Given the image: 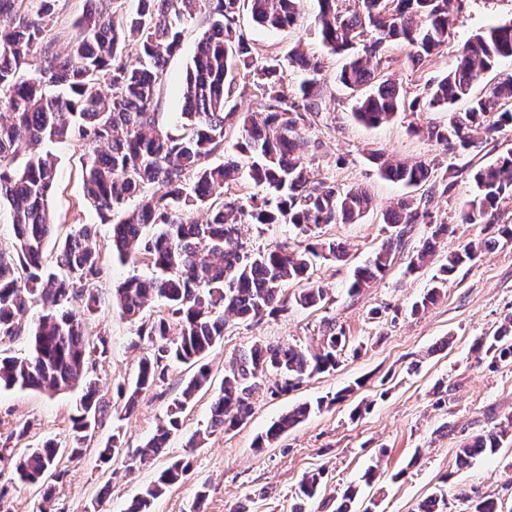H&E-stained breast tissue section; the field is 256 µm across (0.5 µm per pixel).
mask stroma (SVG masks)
Returning a JSON list of instances; mask_svg holds the SVG:
<instances>
[{"mask_svg": "<svg viewBox=\"0 0 512 512\" xmlns=\"http://www.w3.org/2000/svg\"><path fill=\"white\" fill-rule=\"evenodd\" d=\"M316 7V0H304V20L282 30L257 26L244 10L239 28L256 56H283L297 45L323 58L321 95L328 107L314 117L305 134V155L316 178L367 189L375 200L374 209L357 223L322 229L324 236L345 243L350 251L346 261H325L315 269V280L330 292L328 303L295 307L257 324L230 320L223 341L205 358L211 368L209 389L189 407L182 429L170 438L164 452L142 464L133 460L134 451L155 433L168 404L193 372L185 364L169 366L164 382L140 395L130 419L114 414L104 419L86 439L79 463L60 459L58 466L68 475L58 488V512H85L97 499L102 502L101 512H123L160 470L187 454L193 463L189 478L167 488L155 501L154 512H188L201 489L207 492V512H229L238 505L245 512H291L300 481L319 469L325 472L323 487L317 498L306 503L305 512H334L339 492L350 485L359 489L351 512L367 507L372 512H418L420 503L439 491L446 499L443 512H464L468 497L495 499L502 512H512V444L503 445L495 456L477 458L470 467L456 464V450L464 442L512 418V365L489 367L474 350L478 340L493 335L512 313V244L493 248L459 268L435 304L416 314L411 311L430 288L448 247L484 237L483 225L460 223L459 208L474 196L473 172L512 148V134L460 154L444 150L429 135L430 130L447 126L445 112L424 107L398 113L376 127L359 123L352 115L353 98L336 79L341 59L325 53L309 22ZM509 21L512 0H452L448 41L437 56L414 66L407 59L408 47L393 45L376 71L396 80L408 97L423 95L428 83L454 67L468 38ZM205 27L204 15L187 21L181 46L168 61L159 106L164 120H174L182 108L181 83ZM42 148L56 159L57 190L51 200L55 241H63L77 226L88 227L105 268L90 286L102 299L95 327L105 332L107 351L90 361L88 370L98 383L100 401L111 405L117 385L132 382L140 359L153 352L148 340L137 338L135 325L113 312L112 290L127 276H148L152 270L143 263L123 265L113 258L112 227L101 222L84 193L79 161L83 145L69 139L43 143ZM376 151L410 162L433 160L457 171L453 189L432 196L429 203L435 219L454 226L455 233L422 269L407 273V258L398 257L382 278L352 297L347 285L354 268L387 236L384 213L411 193L410 188L381 178L370 158ZM242 240L254 250L299 242L288 224L246 225ZM331 319L343 328L349 343L336 370L275 396L269 388L276 377L268 375L264 390L253 398V415L246 425L215 432L204 447L187 451L189 436L207 423L211 399L221 388L224 364L232 355L256 341L309 346ZM439 384L448 388V400L442 405L434 395ZM348 386L354 392L347 399L310 414L270 446L255 448L257 435L288 409ZM80 394L77 388L54 396L30 389L0 390V435L27 421L31 428L15 439L17 448H34L47 438L65 439ZM364 399L369 409L357 412ZM116 432L123 450L110 463H102L99 450ZM375 462L380 468L369 486L362 475Z\"/></svg>", "mask_w": 512, "mask_h": 512, "instance_id": "35a3bbf8", "label": "stroma"}]
</instances>
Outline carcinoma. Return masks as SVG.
<instances>
[{"mask_svg":"<svg viewBox=\"0 0 512 512\" xmlns=\"http://www.w3.org/2000/svg\"><path fill=\"white\" fill-rule=\"evenodd\" d=\"M23 2L0 0V205L10 209L15 237L12 253L0 251V339L21 334L17 317L30 307H40L41 315L29 332L27 354L0 355V389L58 394L81 383L83 396L66 440L50 439L17 454L9 440L29 428L20 423L0 442V463L9 461L20 481L40 484L38 512H53L57 486L67 476L57 469L58 459L80 458L104 413L96 383L86 376L92 357L106 353L104 334L92 330L100 300L86 288L104 268L84 226L57 246L53 265L45 266L44 249L55 229L50 199L56 171L53 158L39 152L38 145L66 139L83 143L84 186L103 222L112 224L113 255L123 264L144 262L152 269L151 276L132 274L112 291V308L137 325L138 338L157 346L153 357L141 359L134 381L117 387L118 418L130 417L140 394L164 380L163 360L196 367L169 404L164 424L138 450L143 461L159 454L181 430L183 414L208 385L211 369L203 359L223 341L227 318L258 322L292 307L325 304L328 292L313 281L314 269L320 262L345 260L347 248L323 237L320 229L357 222L373 202L363 189L340 188L311 176L303 131L327 107L319 89L322 62L295 49L284 57L253 55L238 29L240 0H107L106 7H88L74 21L71 53L63 59L52 54L46 33L55 0H39V8L30 13L21 10ZM247 2L253 22L266 29L291 27L302 14V0ZM450 4L358 0L357 9L342 11L336 0H318L313 23L328 54L343 58L338 81L352 91L373 84L356 102L359 122L378 126L422 104L446 111L466 100V111L451 113L448 126L431 131L445 149L465 151L483 138L512 132V75L473 95L486 71L512 57V22L468 39L455 67L422 97L406 99L389 78L375 81L367 57L383 54L392 41L411 46L413 65L435 54L448 37ZM205 7L210 19L181 86L183 112L165 123L158 105L168 57L180 48L184 23ZM34 61V76L21 79L20 70ZM290 70L301 75L292 87ZM239 77L244 79L241 93L260 99L262 110L239 117L235 155L226 158L224 124L233 116L226 107ZM216 156L223 161H213ZM19 158L22 165L16 167ZM371 158L389 181L424 185L430 194L444 195L454 186L455 174L439 177L430 162L384 160L375 153ZM242 179L258 192L245 198L224 195V187ZM473 179L476 194L462 205L460 221L485 224L494 235L449 251L432 277L433 286L413 304L414 313L434 303L455 271L473 262L479 251L512 241V225L499 223L500 203L512 197V150L476 169ZM198 209L207 210L206 221L191 218ZM117 213L121 218L111 222ZM245 223L289 224L301 241L292 249L254 252L241 242ZM384 223L397 233L389 234L355 271L348 289L352 296L407 250L415 225L429 226L430 233L409 255L410 272L428 264L451 233L449 225L434 220L427 202L412 197L387 210ZM290 283L298 288L288 291ZM158 301L167 316L143 321L145 310ZM345 349L344 332L329 324L315 346L258 341L239 350L224 367L206 428L196 430L186 447L200 448L215 431L245 424L252 396L267 373L281 380L271 394L288 392L306 378L336 369ZM475 351L492 368L512 364V318L478 341ZM345 396L341 390L293 407L256 437L255 447L270 445L312 411ZM506 440L512 441V422L471 437L457 449V463L467 467L478 457L494 456ZM191 468L190 456L175 460L123 512H151L154 501ZM323 475L319 470L306 476L296 498H316Z\"/></svg>","mask_w":512,"mask_h":512,"instance_id":"carcinoma-1","label":"carcinoma"}]
</instances>
